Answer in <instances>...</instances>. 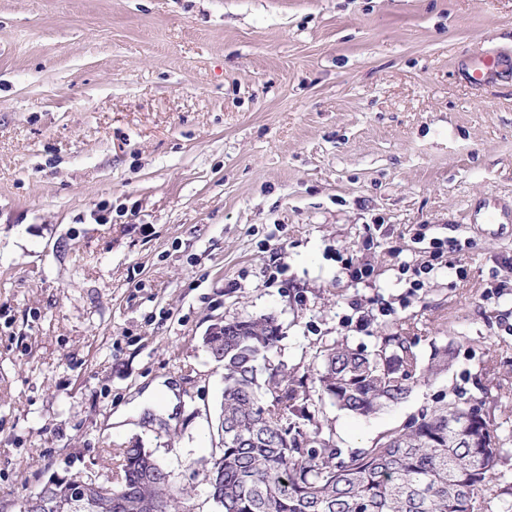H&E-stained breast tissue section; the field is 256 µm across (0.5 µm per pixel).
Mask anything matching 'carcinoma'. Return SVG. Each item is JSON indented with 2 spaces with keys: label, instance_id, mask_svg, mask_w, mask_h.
<instances>
[{
  "label": "carcinoma",
  "instance_id": "carcinoma-1",
  "mask_svg": "<svg viewBox=\"0 0 512 512\" xmlns=\"http://www.w3.org/2000/svg\"><path fill=\"white\" fill-rule=\"evenodd\" d=\"M280 339L272 316L233 320L220 336H207L210 357L224 366L218 429L220 455L207 474L218 512H487L490 477L501 448L485 412L450 401L422 410L404 427L368 448L342 457L332 433L291 421L305 417L294 376L260 365ZM452 344L435 345L428 365L408 338L380 337L363 355L336 342L321 351L317 398L341 410L370 416L401 402L426 375L448 370ZM120 481L108 501L83 496L90 481L55 478L28 495L30 512L51 493L49 512H180L184 492L170 471L132 442L122 450Z\"/></svg>",
  "mask_w": 512,
  "mask_h": 512
}]
</instances>
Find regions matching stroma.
Listing matches in <instances>:
<instances>
[{
  "instance_id": "35a3bbf8",
  "label": "stroma",
  "mask_w": 512,
  "mask_h": 512,
  "mask_svg": "<svg viewBox=\"0 0 512 512\" xmlns=\"http://www.w3.org/2000/svg\"><path fill=\"white\" fill-rule=\"evenodd\" d=\"M489 54L507 67L471 84ZM432 238L462 250L412 287ZM495 280L512 282V0H0V512L57 475L111 484L132 440L215 512L224 373L203 337L261 315L343 452L446 396L489 414V492H512ZM394 333L423 363L452 343L448 371L368 417L315 398L326 345ZM160 379L173 418L111 424Z\"/></svg>"
}]
</instances>
